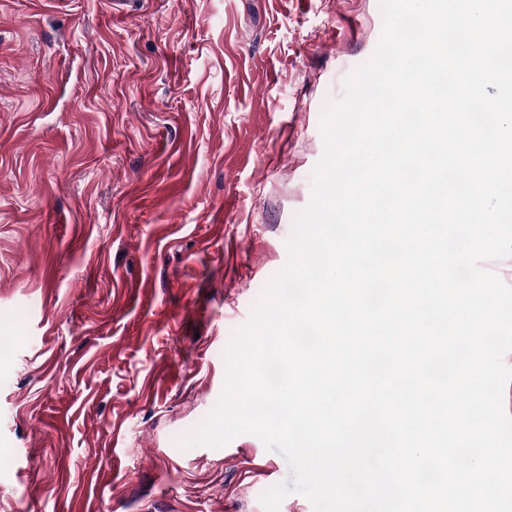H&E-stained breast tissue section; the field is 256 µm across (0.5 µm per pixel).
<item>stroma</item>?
Returning <instances> with one entry per match:
<instances>
[{"instance_id": "35a3bbf8", "label": "stroma", "mask_w": 512, "mask_h": 512, "mask_svg": "<svg viewBox=\"0 0 512 512\" xmlns=\"http://www.w3.org/2000/svg\"><path fill=\"white\" fill-rule=\"evenodd\" d=\"M378 0H0V512H264L183 451L311 200Z\"/></svg>"}]
</instances>
